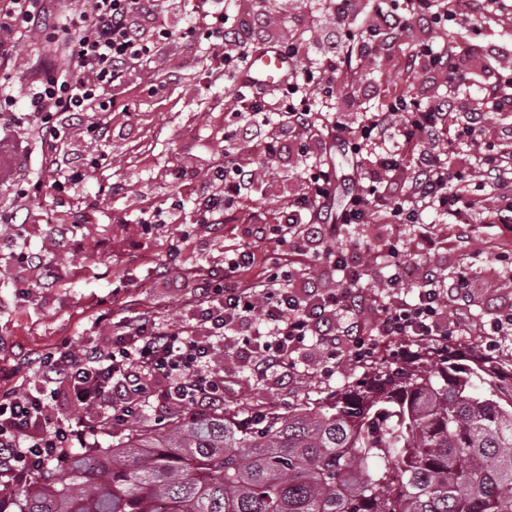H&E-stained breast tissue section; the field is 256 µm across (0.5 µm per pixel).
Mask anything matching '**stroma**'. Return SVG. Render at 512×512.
<instances>
[{
	"label": "stroma",
	"instance_id": "stroma-1",
	"mask_svg": "<svg viewBox=\"0 0 512 512\" xmlns=\"http://www.w3.org/2000/svg\"><path fill=\"white\" fill-rule=\"evenodd\" d=\"M258 7L281 18L278 35H287L288 20L306 24L309 58L320 61L322 23L303 0H260ZM408 51V43L397 42L374 64L358 66L356 75H337L330 106L336 119L354 122L358 111L380 109L395 89L404 87L400 62ZM235 91L231 80L211 79L190 48L171 42L161 46L146 68L128 74L115 91L111 111L96 113V120L105 125L104 136L87 132L82 122L67 129L56 162L87 167L88 178L61 196L39 193L26 223L0 235V368H16L10 386L27 384L34 376L19 367L20 358L37 357L68 341L88 340L101 314L111 313L116 320L140 314L161 324L179 322L184 316L181 294L194 286L193 269L206 266L222 273L225 251L249 243L245 229L253 214L270 224L281 219L289 199L303 187L306 166L294 154L277 159L244 192L227 224L217 230L195 227L178 270L148 288L139 282L147 268L165 261L192 217L185 208L173 224L135 222L140 211L170 208L179 192L193 194V187L178 189L172 173L184 169L206 175L229 150L240 162H253L250 149L234 148L224 139V101ZM115 182L123 185L116 196L109 191ZM501 246L496 229L478 224L471 245L448 241L433 259L450 276L467 270L471 294L464 311L473 318L491 316L512 302V288L504 287L496 273ZM24 248L57 263L54 284L34 285L31 271L16 265L14 255ZM20 279L30 281V288L18 289ZM318 354V346L306 347L293 377L274 372L257 386L247 369L235 359H225L224 369L235 379L224 393L225 410L284 416L341 389L363 372L358 365L343 367L328 388H321L306 375Z\"/></svg>",
	"mask_w": 512,
	"mask_h": 512
}]
</instances>
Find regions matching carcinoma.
Wrapping results in <instances>:
<instances>
[{
  "label": "carcinoma",
  "instance_id": "1",
  "mask_svg": "<svg viewBox=\"0 0 512 512\" xmlns=\"http://www.w3.org/2000/svg\"><path fill=\"white\" fill-rule=\"evenodd\" d=\"M0 512H512V358L425 345L285 418L133 423Z\"/></svg>",
  "mask_w": 512,
  "mask_h": 512
}]
</instances>
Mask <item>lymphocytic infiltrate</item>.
Masks as SVG:
<instances>
[{
  "label": "lymphocytic infiltrate",
  "mask_w": 512,
  "mask_h": 512,
  "mask_svg": "<svg viewBox=\"0 0 512 512\" xmlns=\"http://www.w3.org/2000/svg\"><path fill=\"white\" fill-rule=\"evenodd\" d=\"M172 1L185 23L160 26ZM45 2L0 0V188L12 197L9 208L0 210L1 227L13 226L27 210L30 189L62 193L87 175L76 168L31 179V144L52 153L67 119L108 111L113 88L131 69L152 62L165 41L201 49L211 76L237 82L224 104L225 139H251L242 117L266 125L279 119L295 132L308 168L305 188L289 200L285 219L246 230L254 240L284 248L262 275L242 278L255 255L238 248L225 256L223 275L198 269L180 328L138 315L116 322L106 316L96 326L112 330L111 344L66 343L32 360L37 380L0 392V476L25 482L75 449L93 447L113 428L142 419L152 407L223 406L224 337L251 315L261 326L245 338L242 361L259 382L273 369H295L297 355L312 340L322 355L311 376L326 383L338 360L361 364L372 357L376 336H512V303L486 320L449 316L448 294L463 299L470 293L466 270L449 279L422 269L414 294H407L399 286L405 249L390 242L381 253L392 273L381 293L370 295L361 287L363 264L339 244L343 229L353 224H408L420 256H431L445 236L424 227L422 214L429 209L443 216L461 242H469L474 223L495 225L501 238L512 237V135L488 140L490 116L512 114V41H482L484 21L500 0H475L467 27L442 47L433 34L458 22L454 0H327L332 24L323 35L318 67L308 61L302 34L273 38L269 18L247 24L252 0H68V11L54 17ZM30 33L53 44L54 52L32 61L27 92L19 98L6 85ZM402 38L412 43L401 63L409 84L391 96L384 111L364 112L352 126L333 122L320 134L315 106L329 98L337 74L351 73L355 63L375 59ZM263 48L292 65L285 95L271 100L242 82L250 51ZM439 80L447 94L426 95L424 85ZM475 84L481 96L473 105L458 91ZM454 140L473 147V162L456 165L442 152V144ZM336 148L355 156L360 169L340 209L339 176L326 161ZM256 176L242 165L212 169L193 199L195 223H223ZM311 257L341 272L336 287H323L312 276ZM61 394L70 412L55 419L51 410Z\"/></svg>",
  "instance_id": "1"
}]
</instances>
